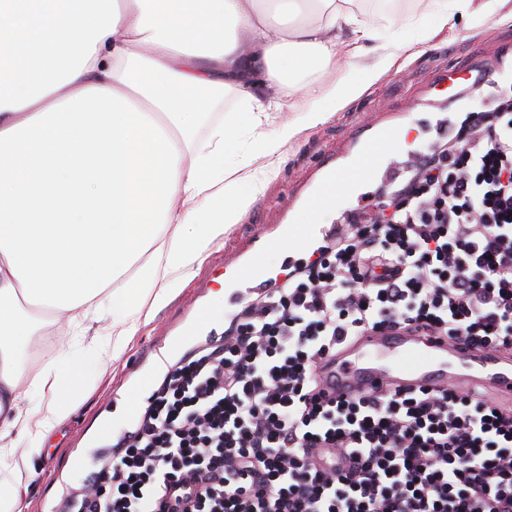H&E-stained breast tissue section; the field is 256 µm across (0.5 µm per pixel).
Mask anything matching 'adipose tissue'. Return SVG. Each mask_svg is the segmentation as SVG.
I'll use <instances>...</instances> for the list:
<instances>
[{
    "label": "adipose tissue",
    "instance_id": "obj_1",
    "mask_svg": "<svg viewBox=\"0 0 512 512\" xmlns=\"http://www.w3.org/2000/svg\"><path fill=\"white\" fill-rule=\"evenodd\" d=\"M355 2L0 0V512H16L22 474L79 406L87 360L120 358L261 194L282 144L366 92L367 42L389 63L431 27L500 6L422 0L381 24ZM313 72L325 82L304 89ZM221 90L239 100L227 120ZM274 112L293 118L273 129ZM40 313L112 331L86 361L61 350L28 373Z\"/></svg>",
    "mask_w": 512,
    "mask_h": 512
}]
</instances>
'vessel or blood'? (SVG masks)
I'll list each match as a JSON object with an SVG mask.
<instances>
[{
	"instance_id": "1",
	"label": "vessel or blood",
	"mask_w": 512,
	"mask_h": 512,
	"mask_svg": "<svg viewBox=\"0 0 512 512\" xmlns=\"http://www.w3.org/2000/svg\"><path fill=\"white\" fill-rule=\"evenodd\" d=\"M328 397L353 399L398 389H450L491 398L512 412V346L488 350L401 328L340 341L316 367Z\"/></svg>"
}]
</instances>
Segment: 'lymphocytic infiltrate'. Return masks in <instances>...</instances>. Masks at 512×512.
<instances>
[{"label":"lymphocytic infiltrate","mask_w":512,"mask_h":512,"mask_svg":"<svg viewBox=\"0 0 512 512\" xmlns=\"http://www.w3.org/2000/svg\"><path fill=\"white\" fill-rule=\"evenodd\" d=\"M410 154L368 223L339 225L168 375L68 512H512V414L472 393L318 389L320 358L367 331L512 343V109Z\"/></svg>","instance_id":"obj_1"}]
</instances>
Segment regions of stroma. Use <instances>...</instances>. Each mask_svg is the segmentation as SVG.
<instances>
[{
	"label": "stroma",
	"mask_w": 512,
	"mask_h": 512,
	"mask_svg": "<svg viewBox=\"0 0 512 512\" xmlns=\"http://www.w3.org/2000/svg\"><path fill=\"white\" fill-rule=\"evenodd\" d=\"M489 61L501 68L500 85L512 84V23L490 19L476 26L461 19L453 27L432 29L428 46H407L393 65L379 64L373 53L362 58V65L378 69L376 80L363 96L286 144L277 174L263 195L225 235L223 243L208 251L190 281L133 338L119 360L98 361L89 369V393L35 459L38 475L20 491V512H59L87 476L77 465L78 457L96 455L112 464L113 448L126 419L125 414L113 410V401L127 403L135 415H142L167 373L182 358L218 346L217 335L228 327L232 315L229 301L215 300L214 292L219 281L231 279L230 263L250 248L260 229L288 222L307 228L336 224L342 213L361 207V194L384 193L395 165L405 164L406 156L402 148L392 149L369 136H357V126H404L416 130L425 146L445 147L447 139L438 132L436 116L457 123L466 110L491 111L500 103L494 88L454 86L450 71L477 75ZM364 155L385 159L371 184L358 169ZM332 161L346 191L333 208L301 210L302 195Z\"/></svg>",
	"instance_id": "stroma-1"
}]
</instances>
